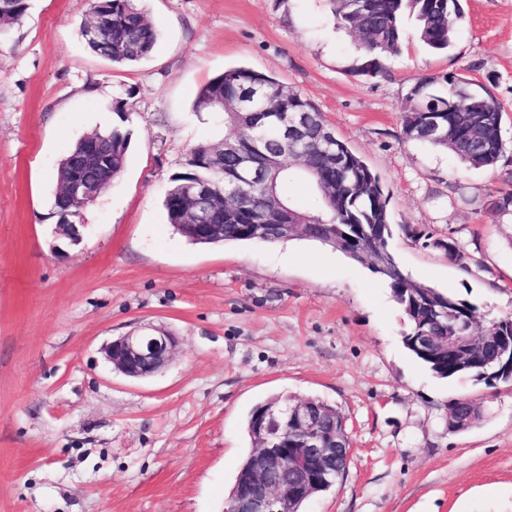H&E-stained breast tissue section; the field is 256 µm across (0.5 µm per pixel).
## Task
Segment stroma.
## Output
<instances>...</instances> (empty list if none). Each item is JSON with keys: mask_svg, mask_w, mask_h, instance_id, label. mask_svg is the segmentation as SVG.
I'll return each instance as SVG.
<instances>
[{"mask_svg": "<svg viewBox=\"0 0 512 512\" xmlns=\"http://www.w3.org/2000/svg\"><path fill=\"white\" fill-rule=\"evenodd\" d=\"M28 3L0 36V512H224L245 418L277 394L335 407L352 439L306 512H512L511 380L432 374L367 265L305 239L195 245L163 206L191 149L233 133L194 109L199 90L248 67L309 99L380 176L405 275L473 304L479 325L512 319V211L491 207L512 189V0H464L441 54L404 16L401 52L374 78L328 0H144L159 40L131 67L80 36L91 0ZM448 72L503 108L494 168L403 136L410 86ZM121 111L126 165L70 245L54 233L58 164ZM150 326L177 339L168 366L112 370L102 344ZM461 398L484 417L452 432Z\"/></svg>", "mask_w": 512, "mask_h": 512, "instance_id": "35a3bbf8", "label": "stroma"}]
</instances>
